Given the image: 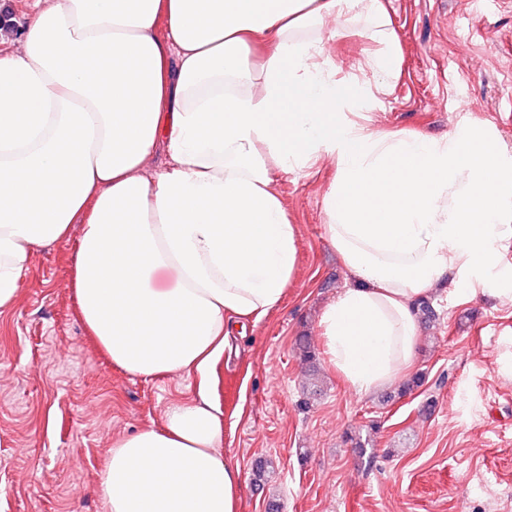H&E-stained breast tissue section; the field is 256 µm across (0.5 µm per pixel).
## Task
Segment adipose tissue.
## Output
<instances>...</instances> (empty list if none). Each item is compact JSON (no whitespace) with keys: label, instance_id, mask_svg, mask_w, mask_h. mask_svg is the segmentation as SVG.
<instances>
[{"label":"adipose tissue","instance_id":"obj_1","mask_svg":"<svg viewBox=\"0 0 512 512\" xmlns=\"http://www.w3.org/2000/svg\"><path fill=\"white\" fill-rule=\"evenodd\" d=\"M388 22L384 0H34L0 34V309L32 251L80 236L73 286L113 365L195 376L194 399L116 440L108 512H239L209 373L230 338L281 305L296 227L274 189L333 157L325 233L353 285L321 312L324 353L357 392L415 361L417 305L457 271L501 270L512 298V167L484 129L372 133L371 90L337 78L311 21ZM365 61L398 78L397 38ZM169 161L146 164L159 144Z\"/></svg>","mask_w":512,"mask_h":512}]
</instances>
